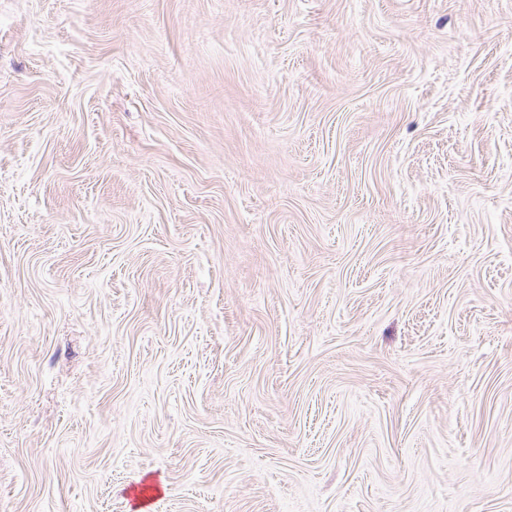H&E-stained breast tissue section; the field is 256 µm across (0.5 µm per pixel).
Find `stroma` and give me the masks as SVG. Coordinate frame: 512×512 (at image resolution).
I'll return each instance as SVG.
<instances>
[{
  "mask_svg": "<svg viewBox=\"0 0 512 512\" xmlns=\"http://www.w3.org/2000/svg\"><path fill=\"white\" fill-rule=\"evenodd\" d=\"M512 512V0H0V512Z\"/></svg>",
  "mask_w": 512,
  "mask_h": 512,
  "instance_id": "obj_1",
  "label": "stroma"
}]
</instances>
